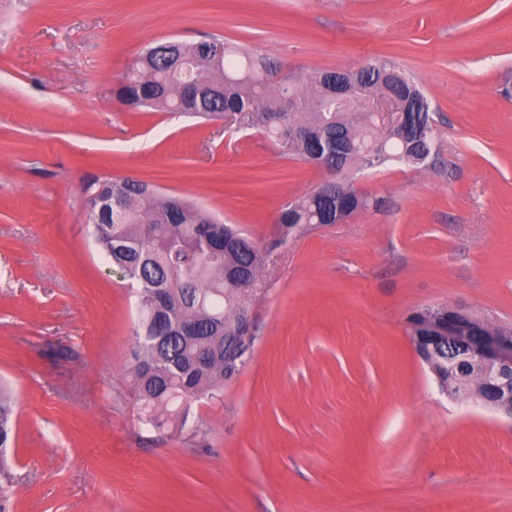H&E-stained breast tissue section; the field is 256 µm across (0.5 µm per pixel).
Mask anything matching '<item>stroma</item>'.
<instances>
[{
    "label": "stroma",
    "mask_w": 512,
    "mask_h": 512,
    "mask_svg": "<svg viewBox=\"0 0 512 512\" xmlns=\"http://www.w3.org/2000/svg\"><path fill=\"white\" fill-rule=\"evenodd\" d=\"M216 35L300 80L393 63L437 153L347 172L376 207L281 231L324 170L113 99L148 46ZM98 178L184 197L263 254L249 359L184 429L144 421L137 286L82 194ZM441 304L512 330V0H0L6 512H512V419L449 397L412 344L409 316ZM16 415L11 398L0 390V472L8 464V450L15 439Z\"/></svg>",
    "instance_id": "35a3bbf8"
}]
</instances>
